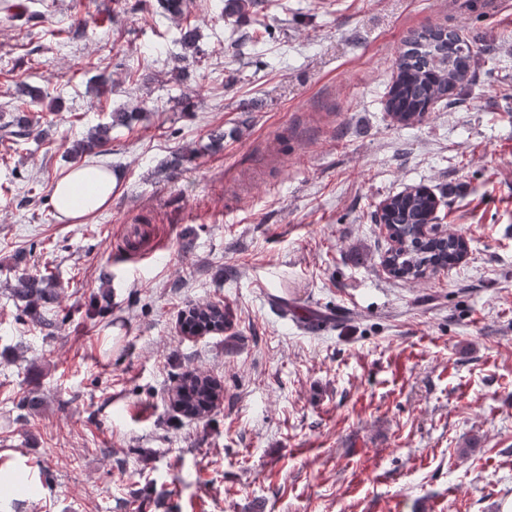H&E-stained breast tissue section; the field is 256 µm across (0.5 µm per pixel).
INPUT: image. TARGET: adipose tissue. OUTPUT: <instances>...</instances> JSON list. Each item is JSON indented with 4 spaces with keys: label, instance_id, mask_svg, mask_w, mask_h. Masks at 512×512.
Returning a JSON list of instances; mask_svg holds the SVG:
<instances>
[{
    "label": "adipose tissue",
    "instance_id": "obj_1",
    "mask_svg": "<svg viewBox=\"0 0 512 512\" xmlns=\"http://www.w3.org/2000/svg\"><path fill=\"white\" fill-rule=\"evenodd\" d=\"M115 181L111 168L99 160L72 168L52 187L51 201L59 220L75 221L106 208Z\"/></svg>",
    "mask_w": 512,
    "mask_h": 512
}]
</instances>
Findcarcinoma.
Returning a JSON list of instances; mask_svg holds the SVG:
<instances>
[{
    "mask_svg": "<svg viewBox=\"0 0 512 512\" xmlns=\"http://www.w3.org/2000/svg\"><path fill=\"white\" fill-rule=\"evenodd\" d=\"M221 14L227 18L245 19L265 10V0H219ZM156 10L173 18L183 13V0H156ZM197 27L187 23L180 27L179 42L191 53L198 52ZM482 48L479 37L461 38L445 28H425L413 32L396 60V73L387 93L386 110L398 124L410 126L423 121L434 106L457 94L464 87L471 66L477 63ZM140 106L129 111H116L111 121L98 124L75 141L70 153L75 158L102 151L112 140V130L128 126L136 118ZM36 136L34 125L22 112H0V140L19 146ZM437 197L424 187L398 193L385 201L374 223L391 227L401 246L383 260L394 277L418 279L429 272L457 263L466 249L463 235L450 232L441 238L426 239L419 226L437 220ZM12 297L25 303L23 312L37 324L52 325L43 316L40 303L54 298V280L49 275L23 274L11 289ZM230 316L229 306L195 305L188 309L184 327L191 333L220 330L219 323ZM178 405L188 415L208 412L218 396L212 381L196 373L186 374L179 385Z\"/></svg>",
    "mask_w": 512,
    "mask_h": 512,
    "instance_id": "cac0c4a2",
    "label": "carcinoma"
}]
</instances>
